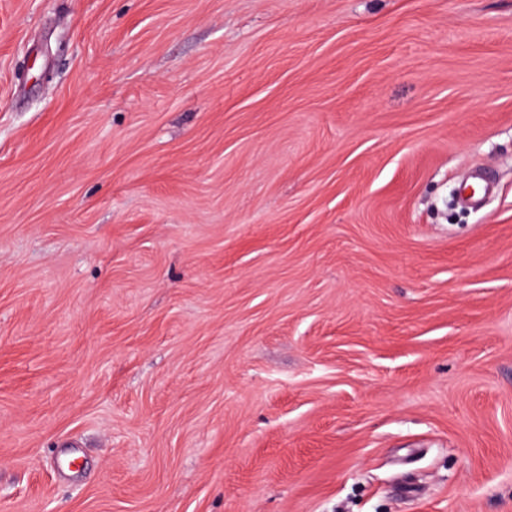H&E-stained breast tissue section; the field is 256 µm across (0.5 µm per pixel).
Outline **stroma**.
I'll list each match as a JSON object with an SVG mask.
<instances>
[{"label":"stroma","mask_w":512,"mask_h":512,"mask_svg":"<svg viewBox=\"0 0 512 512\" xmlns=\"http://www.w3.org/2000/svg\"><path fill=\"white\" fill-rule=\"evenodd\" d=\"M0 512H512V0H0Z\"/></svg>","instance_id":"35a3bbf8"}]
</instances>
